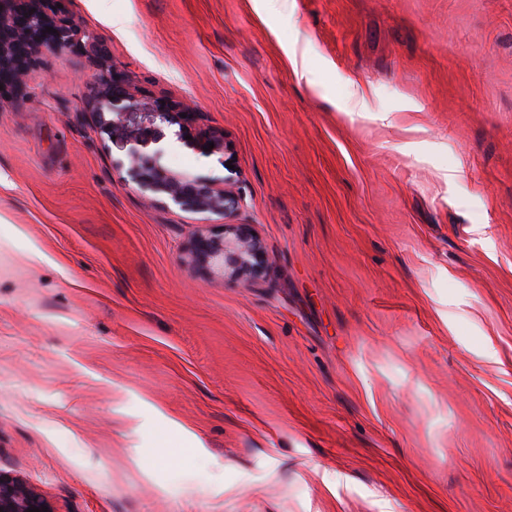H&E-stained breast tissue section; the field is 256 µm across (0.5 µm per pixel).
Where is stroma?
I'll use <instances>...</instances> for the list:
<instances>
[{
    "label": "stroma",
    "mask_w": 512,
    "mask_h": 512,
    "mask_svg": "<svg viewBox=\"0 0 512 512\" xmlns=\"http://www.w3.org/2000/svg\"><path fill=\"white\" fill-rule=\"evenodd\" d=\"M59 2L223 135L163 163L229 157L272 263L198 267L217 216L145 206L97 59L41 50L0 95V473L54 512H512V0Z\"/></svg>",
    "instance_id": "1"
}]
</instances>
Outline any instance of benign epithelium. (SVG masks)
<instances>
[{
  "label": "benign epithelium",
  "instance_id": "benign-epithelium-1",
  "mask_svg": "<svg viewBox=\"0 0 512 512\" xmlns=\"http://www.w3.org/2000/svg\"><path fill=\"white\" fill-rule=\"evenodd\" d=\"M53 32H46V28ZM76 50L105 62L108 49L97 41L85 43L65 18L57 15L54 0H0V85L20 88L34 55L41 49ZM92 116L109 144L119 154L116 164L126 168L131 181L151 206L171 203L184 212L210 213L224 219L239 208L241 196L230 175L207 179L167 169L162 158L165 129L176 126L185 145L205 155L223 153L219 136L198 127L200 113L188 102L141 101L129 89L124 75L111 68L89 100ZM191 139H185V136ZM214 143L208 148V143ZM194 261L235 277H262L270 260L249 224H212L191 237ZM51 504L34 489L0 473V512H27Z\"/></svg>",
  "mask_w": 512,
  "mask_h": 512
}]
</instances>
